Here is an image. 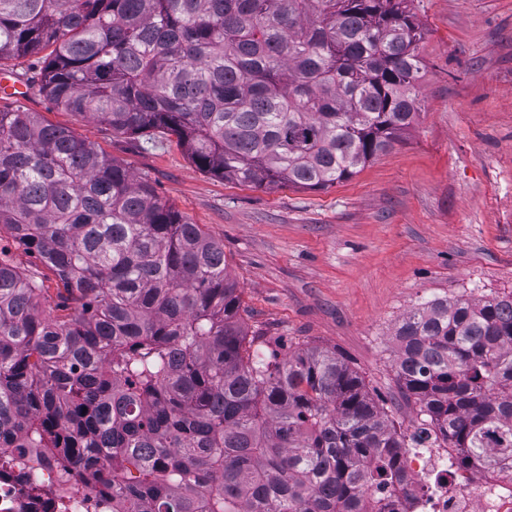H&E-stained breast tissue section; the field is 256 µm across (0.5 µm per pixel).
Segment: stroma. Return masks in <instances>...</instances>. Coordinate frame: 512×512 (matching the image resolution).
<instances>
[{
    "mask_svg": "<svg viewBox=\"0 0 512 512\" xmlns=\"http://www.w3.org/2000/svg\"><path fill=\"white\" fill-rule=\"evenodd\" d=\"M424 30L419 114L401 143L324 190L243 186L203 173L175 136L113 134L29 79L0 110L37 113L153 183L223 242L247 333L280 353L336 352L391 425L419 412L397 378L394 332L435 297L512 293V0H407Z\"/></svg>",
    "mask_w": 512,
    "mask_h": 512,
    "instance_id": "obj_1",
    "label": "stroma"
}]
</instances>
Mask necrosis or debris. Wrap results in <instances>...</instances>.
<instances>
[{
  "label": "necrosis or debris",
  "mask_w": 512,
  "mask_h": 512,
  "mask_svg": "<svg viewBox=\"0 0 512 512\" xmlns=\"http://www.w3.org/2000/svg\"><path fill=\"white\" fill-rule=\"evenodd\" d=\"M399 465L406 492L390 485L372 491V503L385 512H512V477L463 472L455 449L409 447L403 449ZM72 478L87 482L84 495L66 497L57 468L35 457L21 467L0 468V512H59L62 499L69 505L67 512H112L111 497L95 488L94 477L76 470Z\"/></svg>",
  "instance_id": "obj_1"
}]
</instances>
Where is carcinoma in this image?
I'll use <instances>...</instances> for the list:
<instances>
[{"instance_id": "carcinoma-1", "label": "carcinoma", "mask_w": 512, "mask_h": 512, "mask_svg": "<svg viewBox=\"0 0 512 512\" xmlns=\"http://www.w3.org/2000/svg\"><path fill=\"white\" fill-rule=\"evenodd\" d=\"M423 38L405 0H0V71L34 57L55 106L267 188H329L399 143ZM3 230L62 292L0 248L1 466L39 448L112 512H367L410 441L512 466V293L403 316L397 376L427 417L407 436L336 353L247 348L224 244L34 112L0 111ZM1 238V246H6L12 249V261L22 270L41 277L44 280L45 288H48V295L55 298L58 288L62 287L58 284L54 273L43 266L36 257L21 249H14L11 239H9L5 233H1Z\"/></svg>"}]
</instances>
